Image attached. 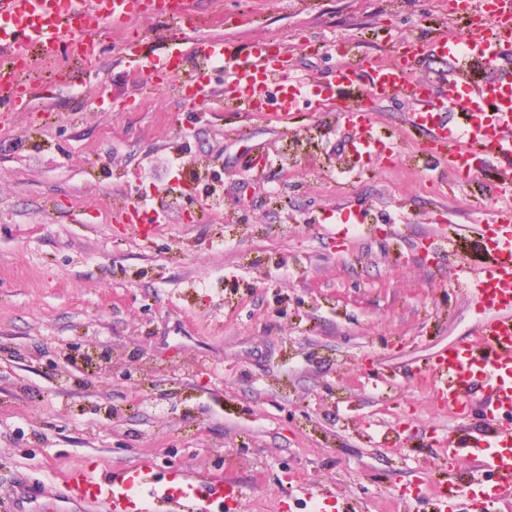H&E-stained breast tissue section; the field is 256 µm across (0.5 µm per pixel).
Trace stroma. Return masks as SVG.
Wrapping results in <instances>:
<instances>
[{
  "label": "stroma",
  "instance_id": "obj_1",
  "mask_svg": "<svg viewBox=\"0 0 512 512\" xmlns=\"http://www.w3.org/2000/svg\"><path fill=\"white\" fill-rule=\"evenodd\" d=\"M188 2L102 30L100 57L32 75L29 106L0 112V502L21 479L149 460L232 483L237 512H307L321 491L335 512H437L473 467L445 459L448 433L472 439L484 419H453L421 370L483 317L455 276L475 240L418 243L437 217L487 223L505 162L457 181L422 154L405 97L319 91L341 61L416 40L415 79L444 93L458 66L431 47L470 18L448 0ZM132 34L147 54L274 43L313 93L282 126L214 101V71L194 105L127 57ZM357 105L396 151L354 171L336 115ZM262 151L263 170L241 166ZM174 181L195 219L183 203L141 236L107 221ZM343 208L361 221L340 237Z\"/></svg>",
  "mask_w": 512,
  "mask_h": 512
}]
</instances>
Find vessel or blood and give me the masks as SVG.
<instances>
[{"mask_svg": "<svg viewBox=\"0 0 512 512\" xmlns=\"http://www.w3.org/2000/svg\"><path fill=\"white\" fill-rule=\"evenodd\" d=\"M496 12L488 21L476 22L468 33L444 37L435 51L442 58H465L489 66L512 55V0H495ZM185 0H0V51L9 58L27 59L35 71L52 61L56 49L67 45L81 57L93 56L96 46L83 31L67 28L65 18L77 17L91 26L121 28L131 17L146 13L166 16L186 11ZM202 57L224 65V95L247 113H259L268 120L284 123L296 112L307 95V86L292 76L287 59L278 57L272 45L252 43L246 55H238L233 44L221 39L200 42ZM413 58L374 60L364 65L341 63L336 69L334 88L348 93L368 86L373 98L384 99L404 93L416 103L405 116L406 123L425 131L424 151L438 159L457 180L465 182L490 156L512 158V80L501 77L449 78L447 92L427 93L424 82L414 80ZM161 82L180 80L191 89L201 79L198 70L187 67L184 54L168 51L144 62ZM277 99H270L271 88ZM31 86L20 77L0 75V110L17 109ZM448 112L461 113L459 123L445 120ZM340 120L351 126V143L360 161L369 162L389 152V145L377 131L372 112L364 108L340 111ZM165 205L153 210L130 205L118 209L116 223L133 231H153L167 223ZM478 244L479 255L461 259L456 272L485 319L475 337L465 338L438 353L426 373L433 400L455 415L464 414L473 396H480L484 412L494 419L512 414V207L495 212L490 223L468 227ZM471 456L474 478L454 485L441 494L437 512H457L460 495L482 485L483 475L495 482L490 497L512 498V429L501 428L463 446ZM38 502L40 512H87L89 506L104 505L109 512H209L213 504L234 505L237 492L221 480L191 475L174 480L156 472L144 462L131 472H116L111 478L98 476L90 466L64 473L55 490L22 482L12 500L11 512H27Z\"/></svg>", "mask_w": 512, "mask_h": 512, "instance_id": "obj_1", "label": "vessel or blood"}]
</instances>
